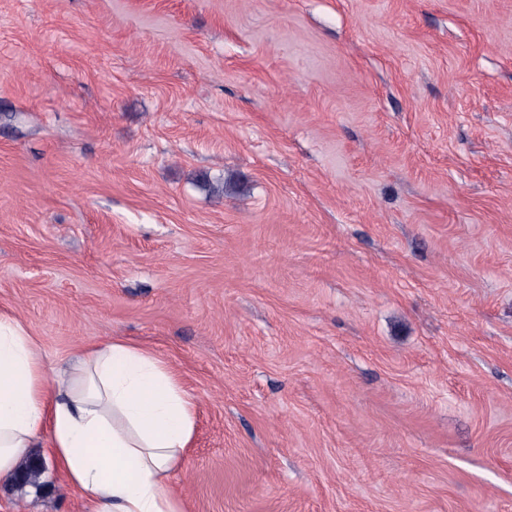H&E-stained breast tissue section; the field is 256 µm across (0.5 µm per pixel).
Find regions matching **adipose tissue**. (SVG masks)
Listing matches in <instances>:
<instances>
[{
    "mask_svg": "<svg viewBox=\"0 0 512 512\" xmlns=\"http://www.w3.org/2000/svg\"><path fill=\"white\" fill-rule=\"evenodd\" d=\"M197 403L179 374L124 339L50 369L20 320L0 313V481L42 448L88 512H186L170 479Z\"/></svg>",
    "mask_w": 512,
    "mask_h": 512,
    "instance_id": "obj_1",
    "label": "adipose tissue"
}]
</instances>
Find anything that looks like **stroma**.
I'll list each match as a JSON object with an SVG mask.
<instances>
[{"mask_svg":"<svg viewBox=\"0 0 512 512\" xmlns=\"http://www.w3.org/2000/svg\"><path fill=\"white\" fill-rule=\"evenodd\" d=\"M0 312L179 370L189 512H512V0H0Z\"/></svg>","mask_w":512,"mask_h":512,"instance_id":"stroma-1","label":"stroma"}]
</instances>
